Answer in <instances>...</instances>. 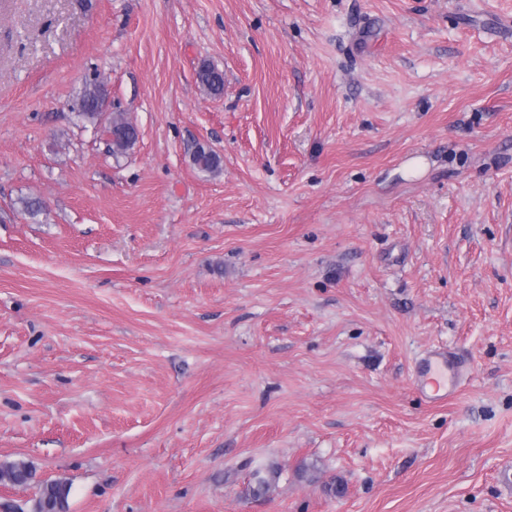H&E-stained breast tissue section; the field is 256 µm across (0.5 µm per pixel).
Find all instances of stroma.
I'll list each match as a JSON object with an SVG mask.
<instances>
[{
	"mask_svg": "<svg viewBox=\"0 0 512 512\" xmlns=\"http://www.w3.org/2000/svg\"><path fill=\"white\" fill-rule=\"evenodd\" d=\"M14 459L69 512H512V0H0ZM198 81L207 94L218 98L224 94V71L211 63H202L197 72ZM103 95L100 85L92 83L86 86L83 96L80 100V115L85 119L97 122L99 113L97 112L96 105L98 99ZM103 128L109 138V151L114 156L124 154L137 140L136 126L127 121L121 113L113 115L109 124ZM191 162L197 169L203 172L217 173L222 169L220 155L203 146L197 147L192 153ZM452 369L448 363V351L436 350L428 353L419 366L417 390L431 402L442 401L456 387L451 380L448 388V372L451 375Z\"/></svg>",
	"mask_w": 512,
	"mask_h": 512,
	"instance_id": "stroma-1",
	"label": "stroma"
}]
</instances>
